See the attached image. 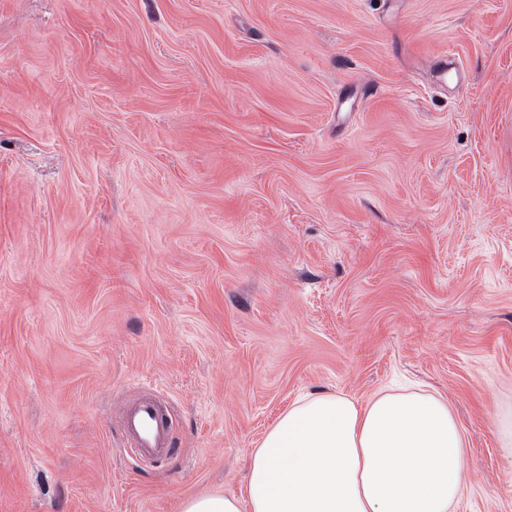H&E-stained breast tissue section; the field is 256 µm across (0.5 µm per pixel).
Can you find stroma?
Wrapping results in <instances>:
<instances>
[{
    "label": "stroma",
    "mask_w": 512,
    "mask_h": 512,
    "mask_svg": "<svg viewBox=\"0 0 512 512\" xmlns=\"http://www.w3.org/2000/svg\"><path fill=\"white\" fill-rule=\"evenodd\" d=\"M403 383L512 512V0H0V512L239 496L296 399ZM125 434L136 457L153 462L172 450V416L167 403L146 395L127 403L122 410Z\"/></svg>",
    "instance_id": "stroma-1"
}]
</instances>
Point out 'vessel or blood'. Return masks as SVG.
<instances>
[{
    "instance_id": "1",
    "label": "vessel or blood",
    "mask_w": 512,
    "mask_h": 512,
    "mask_svg": "<svg viewBox=\"0 0 512 512\" xmlns=\"http://www.w3.org/2000/svg\"><path fill=\"white\" fill-rule=\"evenodd\" d=\"M125 434L140 460L152 462L172 450V416L167 403L146 394L127 403L122 410Z\"/></svg>"
}]
</instances>
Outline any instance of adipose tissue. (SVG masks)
Masks as SVG:
<instances>
[{
  "label": "adipose tissue",
  "mask_w": 512,
  "mask_h": 512,
  "mask_svg": "<svg viewBox=\"0 0 512 512\" xmlns=\"http://www.w3.org/2000/svg\"><path fill=\"white\" fill-rule=\"evenodd\" d=\"M469 479L447 400L403 389L362 404L306 396L252 453L243 496L188 499L182 512H451Z\"/></svg>",
  "instance_id": "1"
}]
</instances>
